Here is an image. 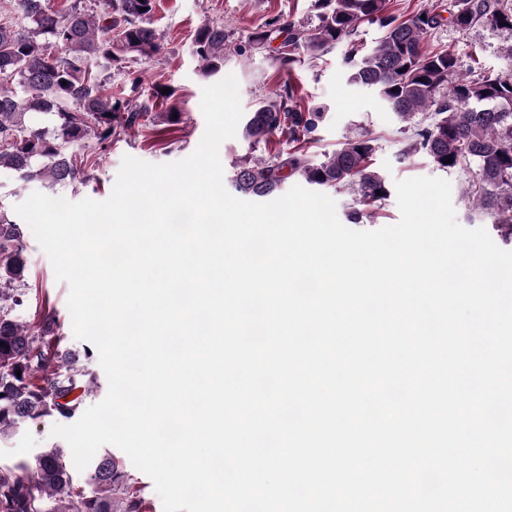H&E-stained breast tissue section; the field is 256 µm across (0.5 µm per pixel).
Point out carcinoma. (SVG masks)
Listing matches in <instances>:
<instances>
[{"instance_id":"1","label":"carcinoma","mask_w":512,"mask_h":512,"mask_svg":"<svg viewBox=\"0 0 512 512\" xmlns=\"http://www.w3.org/2000/svg\"><path fill=\"white\" fill-rule=\"evenodd\" d=\"M389 2L314 0L316 24L273 17L253 33V42L281 40L276 60L283 65L303 56L316 60L348 42L351 80L376 90L405 123L409 145L403 155L423 153L442 171L468 173L465 195L472 215L490 218L511 237L512 77L464 74L454 54L424 52V39L443 21L439 11L401 21L389 13ZM16 6L24 25L0 24V168L23 181L73 183L83 175L74 147L104 149L147 116L146 107L106 92L102 72L161 53L150 22L155 0H103L99 12L79 3L55 12L47 0H16ZM445 11L461 32L481 22L512 30V5L505 0H448ZM365 22L379 23L384 34L363 52L351 36ZM227 38L221 22L196 30L195 53L206 73L224 68ZM34 114L52 116L54 128L32 127ZM323 116L319 109L295 105L289 85L277 98L258 102L242 127L243 139L256 148L284 136L293 147L284 155L237 164L236 193L271 197L297 174L310 185L351 191L352 223L379 208L390 189L371 162L374 139L364 133L349 137L318 163L307 155ZM26 274L16 223L0 212V434L46 413L75 419L83 402L79 391L86 389L77 364L96 352L90 346L81 357L45 350L56 326L49 315L26 325L17 321ZM0 512H146V504L112 453L93 459L83 486L75 481L64 450L55 447L38 455L26 476L0 468Z\"/></svg>"}]
</instances>
